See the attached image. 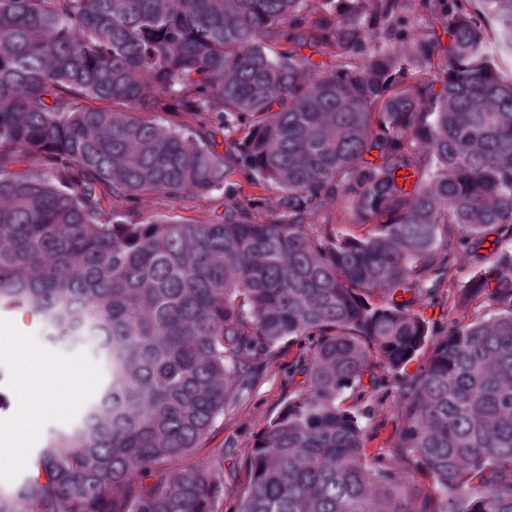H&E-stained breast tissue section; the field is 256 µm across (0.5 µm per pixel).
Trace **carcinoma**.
I'll return each mask as SVG.
<instances>
[{"label": "carcinoma", "mask_w": 512, "mask_h": 512, "mask_svg": "<svg viewBox=\"0 0 512 512\" xmlns=\"http://www.w3.org/2000/svg\"><path fill=\"white\" fill-rule=\"evenodd\" d=\"M306 5L0 0V309L107 366L0 512H220L224 449H196L273 347L308 339L236 512H512V253L464 293L499 314L448 323L406 384L395 462H367L341 407L423 350L406 294L481 260L491 231L512 246V0H322L314 33ZM175 102L244 128L234 165L149 119ZM238 169L278 189L270 220L237 200ZM218 187L219 223L101 206ZM330 198L375 229L317 228Z\"/></svg>", "instance_id": "carcinoma-1"}]
</instances>
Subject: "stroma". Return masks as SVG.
<instances>
[{
    "label": "stroma",
    "instance_id": "stroma-1",
    "mask_svg": "<svg viewBox=\"0 0 512 512\" xmlns=\"http://www.w3.org/2000/svg\"><path fill=\"white\" fill-rule=\"evenodd\" d=\"M158 122L174 124L188 131L203 130L208 146L224 152L235 139L234 129L217 124L202 126L198 113L184 109L162 113ZM105 211H123L152 220L168 218L182 222H210L224 213V192L217 189L204 196L189 195L169 198L162 194L141 196L133 200L105 197L101 200ZM500 251L488 248L481 261L460 256L448 280L431 293L418 296L416 309L423 313L431 330V340H438L448 330L449 322L464 323L474 316L491 317L497 309L491 303L481 307L463 301L462 290L476 270L496 267ZM20 342L35 349L40 360L25 364L10 354L0 355V394L5 403L0 406V425L9 426L16 415L15 393L21 378L37 382L48 379L49 390L59 400V406L43 430L27 443V458L35 460L50 435L73 420L78 407L90 400L106 376L104 360L92 346H75L52 336L40 317L22 309L0 312V341ZM303 353L300 344L280 343L266 360V369L253 391L236 405L225 411L214 430L196 455V462L205 464L210 451H224V509L234 512L236 498L247 480V464L257 436L282 409L290 394L298 388L290 373ZM421 352L399 375L389 381L388 388L368 400L360 409V421L366 429V454L370 457L385 455L398 442V420L402 413L401 384L411 379L428 359ZM28 465L17 466L10 458L0 455V486L9 488L19 484L31 472Z\"/></svg>",
    "mask_w": 512,
    "mask_h": 512
}]
</instances>
